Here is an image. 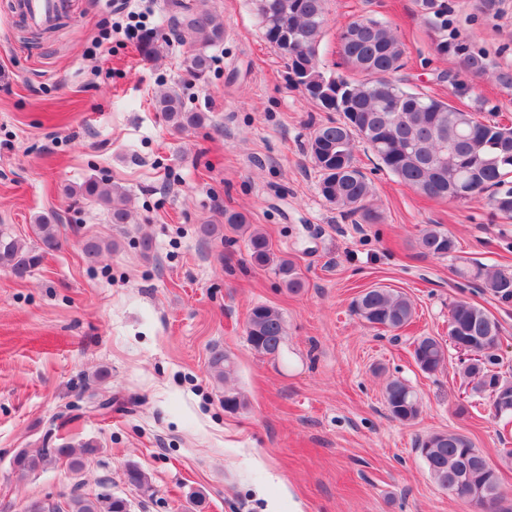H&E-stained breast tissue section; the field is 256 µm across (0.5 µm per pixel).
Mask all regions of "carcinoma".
I'll list each match as a JSON object with an SVG mask.
<instances>
[{"instance_id": "carcinoma-1", "label": "carcinoma", "mask_w": 512, "mask_h": 512, "mask_svg": "<svg viewBox=\"0 0 512 512\" xmlns=\"http://www.w3.org/2000/svg\"><path fill=\"white\" fill-rule=\"evenodd\" d=\"M326 0H255L263 36L280 50L294 44V64L305 71L303 92L322 112H335L336 119L319 124L308 142V153L319 173L321 196L341 212L357 216L364 224H375L379 214L370 204L371 186L355 165L356 144L363 143L403 184L430 197L464 202L490 193L493 209L512 220V128L486 120L427 91L408 86L398 76L402 68L403 45L384 21L362 17L350 22L340 33L344 71L326 73L318 67L320 37L327 24ZM421 22L435 35V47L450 56L460 70L483 75L488 71L484 55L454 35H448V6L445 0H417ZM170 28L179 36L187 31L194 38L187 59L188 70L198 79L211 71L208 49L224 40V18L206 0L169 3ZM155 106L169 125L184 130L204 123L206 114L186 110L180 93L165 89L155 95ZM72 197L91 200L104 207L114 224H126L131 217L130 200L118 187L88 179L69 191ZM249 231L251 262L270 268L290 293L305 288V280L286 256L276 255L269 238L250 229L245 215L224 212V223L203 224L206 237H220L224 228ZM36 244L29 246L0 229V268L24 279L42 257L60 247L58 225L40 216L33 225ZM420 253L444 258L457 251L456 240L430 224L418 238ZM461 275L482 284L502 305L512 304V272L476 265ZM354 312L369 327L399 331L415 315L412 300L392 288L365 289L354 301ZM448 322L456 335L476 345L477 358L462 367L471 391L484 396L496 387L492 403L502 418L512 417V382L503 378L498 366L499 322L483 307L466 299L455 301ZM246 336L252 350L262 357L283 356L286 328L281 312L272 306L256 305L249 311ZM413 359L419 369L433 374L445 367L448 347L435 336L414 341ZM209 368L219 380L233 370L231 358L221 349L211 351ZM384 401L390 417L410 423L420 415L418 394L406 381L387 382ZM97 446L86 442L76 450L69 445L21 451L13 459L18 478L53 462L64 460L73 471L83 469ZM429 476L442 489L464 500L473 512H512L504 507L505 492L498 473L467 436L456 432H434L417 443ZM126 478L135 488L147 491V474L130 464ZM24 512H124L121 500H111L103 491L73 493L64 498L50 495L27 503Z\"/></svg>"}]
</instances>
